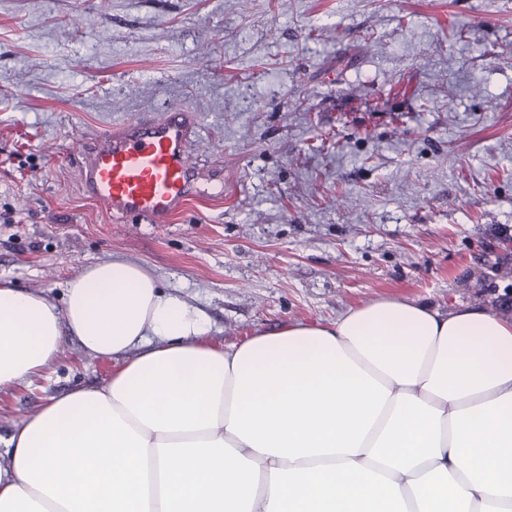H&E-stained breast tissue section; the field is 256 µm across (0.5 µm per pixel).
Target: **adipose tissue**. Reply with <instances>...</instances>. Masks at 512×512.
<instances>
[{"label": "adipose tissue", "instance_id": "adipose-tissue-1", "mask_svg": "<svg viewBox=\"0 0 512 512\" xmlns=\"http://www.w3.org/2000/svg\"><path fill=\"white\" fill-rule=\"evenodd\" d=\"M112 364L0 449V512H512V318L385 296L218 345L144 265L0 281V391Z\"/></svg>", "mask_w": 512, "mask_h": 512}]
</instances>
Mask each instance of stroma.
I'll return each mask as SVG.
<instances>
[{
    "instance_id": "obj_1",
    "label": "stroma",
    "mask_w": 512,
    "mask_h": 512,
    "mask_svg": "<svg viewBox=\"0 0 512 512\" xmlns=\"http://www.w3.org/2000/svg\"><path fill=\"white\" fill-rule=\"evenodd\" d=\"M88 15L91 25L70 20ZM185 106L203 197L107 214L81 146ZM0 278L60 298L149 268L216 342L404 295L497 311L512 285V0H0ZM0 394V438L110 362L64 337Z\"/></svg>"
}]
</instances>
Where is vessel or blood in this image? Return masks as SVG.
I'll use <instances>...</instances> for the list:
<instances>
[{"instance_id": "b4317fda", "label": "vessel or blood", "mask_w": 512, "mask_h": 512, "mask_svg": "<svg viewBox=\"0 0 512 512\" xmlns=\"http://www.w3.org/2000/svg\"><path fill=\"white\" fill-rule=\"evenodd\" d=\"M196 128L195 112L174 107L103 136L81 165L83 190L112 216L169 223L198 194Z\"/></svg>"}]
</instances>
